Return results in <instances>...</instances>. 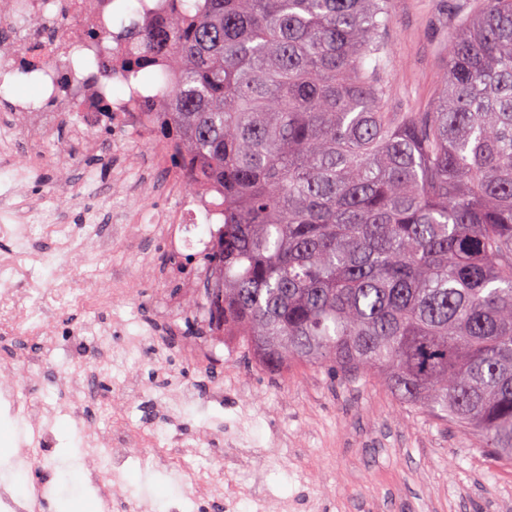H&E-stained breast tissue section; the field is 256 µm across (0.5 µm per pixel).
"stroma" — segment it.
Masks as SVG:
<instances>
[{"label":"stroma","mask_w":512,"mask_h":512,"mask_svg":"<svg viewBox=\"0 0 512 512\" xmlns=\"http://www.w3.org/2000/svg\"><path fill=\"white\" fill-rule=\"evenodd\" d=\"M479 0H394V16L386 35V74L391 112L427 108L442 77L448 24L476 11ZM101 155L73 158L70 166L43 167L27 186L28 196L64 204L80 212L86 181L97 180L104 195L126 200L130 210L151 200L150 188L140 197L128 195L127 182L112 170L146 164L150 148L143 136L123 129L102 132ZM171 244L160 233L147 232L140 250L113 243L111 250L71 259L73 276L94 270L103 277L122 274L130 288L117 316L107 317L101 335L88 343L75 340L73 325L58 338L59 366L78 371L87 347L129 353L126 368L101 370L93 384L100 403L111 404L115 418L130 416L134 425L153 430L158 438L169 431L183 437L205 436L199 470L222 466L228 441L241 414L250 427L258 453L257 477L273 499H288L291 512H512V464L495 462L480 449L477 438L444 426L421 411L399 407L380 378L363 374L348 380L327 370L301 364L287 373H270L256 365L251 353L216 347L206 363L186 352V341L173 337L171 326L182 325L181 311L169 300L183 297L179 282L165 279ZM136 374L151 399L140 410L126 412L113 404L124 371ZM194 386L202 402L182 412L168 403L177 388ZM54 434L37 465L15 470L19 428L0 415V480L12 490L30 478H47L48 512H72L96 501L75 444L76 424L65 412L52 425ZM127 486L141 492L145 512H164L168 499L190 494L186 482L143 472L138 461L124 471Z\"/></svg>","instance_id":"obj_1"}]
</instances>
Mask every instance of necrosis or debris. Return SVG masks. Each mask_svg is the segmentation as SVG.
I'll return each mask as SVG.
<instances>
[{
	"mask_svg": "<svg viewBox=\"0 0 512 512\" xmlns=\"http://www.w3.org/2000/svg\"><path fill=\"white\" fill-rule=\"evenodd\" d=\"M105 0H8V17L0 21V80L14 71L26 69L35 76L43 102L34 107L9 101L5 111L23 112L31 120L25 130L0 122V163L10 166L11 179L0 188V236L9 239L7 250L0 251V335L22 336L36 345L35 353L23 363L0 359V400L8 404L18 424L39 433L40 445L52 439L51 423L59 410L73 416L88 462L91 483H107L113 512H143L142 498L130 493L120 477L128 459H140L151 471L174 472L191 477L197 497L223 499L225 512H240L243 501L265 506L266 490L253 481L250 441L237 435L236 448L228 462L229 470H197L195 462L201 443H188L173 433L166 446L146 447L141 432L122 424L103 430L101 419L89 420L85 409L94 401L93 374L72 376L53 371L55 338L61 323L83 316L84 333H95L97 313L122 304L129 293L124 279L71 274L55 276L43 283L41 270L56 266L62 257L73 256L86 248L105 251L111 242H135L139 224L158 226L171 244L187 251H203L217 237V226L224 221V198L218 189L194 186L190 164L171 166V158L183 147L174 141H155L148 164L140 178L158 182L162 196L186 195L183 207L158 211L141 210L132 218L125 210L105 214L89 210V221L74 224L68 209L44 206L29 200L19 202L18 193L30 183L31 175L46 164H66L67 156L53 152L58 125L68 127L73 152L96 153L100 141L96 129L113 124L140 132L148 131L150 120L159 109L156 90L139 80L124 76L125 64L135 50L132 32L159 24L168 14L170 0H137L128 23L113 26L106 13ZM95 37L99 46L92 64L73 70L65 64L79 43ZM121 82L120 95H113V82ZM80 108H73V99ZM21 152L24 165H13L11 157ZM209 224L208 238L191 236L195 223ZM52 379L63 400L62 406L28 404L19 397V380L43 384Z\"/></svg>",
	"mask_w": 512,
	"mask_h": 512,
	"instance_id": "4bbe7bcc",
	"label": "necrosis or debris"
}]
</instances>
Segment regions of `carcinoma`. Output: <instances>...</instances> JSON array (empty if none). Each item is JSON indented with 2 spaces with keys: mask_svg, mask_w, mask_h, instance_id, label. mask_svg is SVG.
I'll list each match as a JSON object with an SVG mask.
<instances>
[{
  "mask_svg": "<svg viewBox=\"0 0 512 512\" xmlns=\"http://www.w3.org/2000/svg\"><path fill=\"white\" fill-rule=\"evenodd\" d=\"M136 34L166 59L151 133L224 193L194 325L259 366L381 378L512 462V0L448 27L423 112H388L393 0H177Z\"/></svg>",
  "mask_w": 512,
  "mask_h": 512,
  "instance_id": "1",
  "label": "carcinoma"
}]
</instances>
